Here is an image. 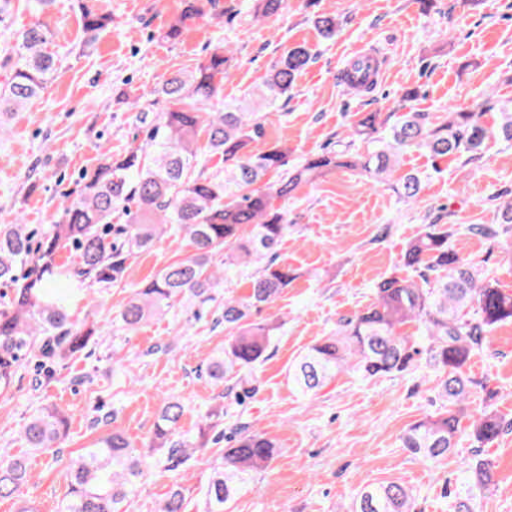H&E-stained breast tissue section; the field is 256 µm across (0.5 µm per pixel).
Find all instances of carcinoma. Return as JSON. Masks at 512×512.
<instances>
[{
    "instance_id": "carcinoma-1",
    "label": "carcinoma",
    "mask_w": 512,
    "mask_h": 512,
    "mask_svg": "<svg viewBox=\"0 0 512 512\" xmlns=\"http://www.w3.org/2000/svg\"><path fill=\"white\" fill-rule=\"evenodd\" d=\"M207 5L214 9L218 2L194 0L165 38L179 39L187 22L203 15ZM110 23L107 14L83 10L87 33ZM314 24L330 39L341 19L322 13L315 15ZM50 40L51 33L38 21L16 36L3 61L10 77L0 84V117L23 109L45 90L54 69ZM314 60L306 46L290 47L271 65L261 86L226 101L221 91L231 76L232 51L220 43L192 69L171 74L160 86L134 97L122 95L148 126L146 139L121 157L103 153L85 175L79 197L63 206V220L38 241L20 219L0 227V283L12 287L0 309V393L12 386L33 352L59 363L95 342L94 325L73 319L71 295L54 283L71 279L85 297L113 287L130 259L151 248L171 224L193 253L167 264L134 290L112 323L131 335L179 298L189 296L200 305L214 301V290L224 281L214 264L218 255L226 268L257 266L249 293L224 296L217 320L227 336L224 348L210 359L207 374L224 387L219 398L227 397L251 383L248 374L266 357L278 329L276 320L256 321L253 316L296 278L275 258L276 247L295 228L288 223L285 206H276V201L288 202L299 186L336 169L359 170L375 182H388L411 150L428 154L439 172V159L453 156L476 163L484 157L487 140L512 142V108H499L490 124L482 111L453 109L436 121L428 112L410 111L393 125L379 112H359L336 150L325 148L293 165L288 147L280 143L251 152L249 145L261 129L259 110L288 101L297 77ZM203 135L210 155L219 158L212 167L199 154ZM358 139L371 148L364 153L353 149ZM424 182V175L410 172L394 190L404 202L414 203ZM119 210L126 216L124 224L112 223V213ZM469 231L485 239L512 237V200L499 208V223L472 224ZM450 237L446 224L425 225L407 243L403 258L404 270L418 277L393 274L377 282L374 301L365 310L341 320L335 332L288 367L294 387L315 395L344 371L365 379L403 373L426 351L442 406L437 414L411 424L401 436V447L432 463L448 457L462 432L465 403L475 385L468 373L472 354L482 347L485 333L512 322V292L481 275L450 245ZM64 250L74 254V263L59 261ZM408 324L416 332L404 331ZM184 410L181 399H163L152 429V447L161 452L157 462L171 471L201 463L200 450L224 438V406L210 409L193 435L182 430ZM469 428L483 446L511 431L512 422L484 410L470 416ZM67 430V414L45 407L25 426L24 440L34 450L56 448ZM275 455V443L263 434H243L212 464L201 512H231L236 496ZM146 469L133 441L116 428L106 431L65 465L68 492L61 512H129V495ZM464 473L453 512H481L491 464L477 457ZM28 476L26 455L0 454L1 499L20 496ZM184 505V489L175 484L159 512H184ZM349 512H416L415 497L395 481L369 483L358 491Z\"/></svg>"
}]
</instances>
